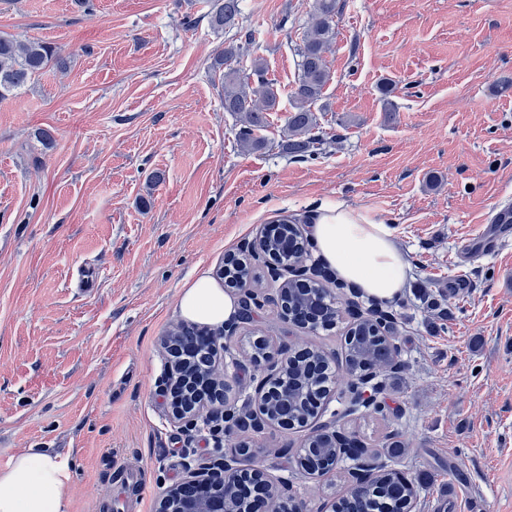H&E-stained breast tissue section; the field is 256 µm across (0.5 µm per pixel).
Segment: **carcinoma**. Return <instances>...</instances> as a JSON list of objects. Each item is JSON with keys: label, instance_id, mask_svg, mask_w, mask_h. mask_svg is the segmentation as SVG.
I'll return each instance as SVG.
<instances>
[{"label": "carcinoma", "instance_id": "1", "mask_svg": "<svg viewBox=\"0 0 512 512\" xmlns=\"http://www.w3.org/2000/svg\"><path fill=\"white\" fill-rule=\"evenodd\" d=\"M241 0H211L209 20L216 31L241 33L239 16ZM342 0H313L309 21L297 45V76L292 93V111L288 116L290 138L282 145L283 150L296 156L320 149L323 142L314 134L317 126L315 107L322 100L324 89L331 80L326 63V53L336 40V18L342 13ZM253 42L252 34L245 35L244 42L224 49L213 62V68L222 72L224 83V111L243 118L244 127L238 133L245 149H254L261 141L253 132L265 127L266 113L278 107V92L263 78V68L257 64L253 74H243L232 66L244 50ZM59 67L64 60L48 43L22 40L14 36L0 35V100H5L28 85L33 76L50 64ZM297 224L286 218L266 225L261 232V246L267 251H278L287 240L297 236ZM253 278L251 262L242 258L227 263L224 283L227 288H243ZM323 297L308 292L303 287L288 288L287 310L282 317L296 307L318 305ZM400 355V350L390 337L379 330L376 318L351 326L344 338V361L350 384L363 383L365 370L374 366H389ZM415 484L404 482L399 472L381 465L378 472L365 485L351 488L339 498L336 512H368L385 505L388 512H401L407 508V499L413 495Z\"/></svg>", "mask_w": 512, "mask_h": 512}]
</instances>
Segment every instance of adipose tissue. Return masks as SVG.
Masks as SVG:
<instances>
[{"label":"adipose tissue","instance_id":"ef3b65f1","mask_svg":"<svg viewBox=\"0 0 512 512\" xmlns=\"http://www.w3.org/2000/svg\"><path fill=\"white\" fill-rule=\"evenodd\" d=\"M310 235L339 278L365 296L391 301L405 284L406 263L391 229L340 202L325 203ZM181 316L218 325L235 318V300L208 275L187 282L178 298ZM70 471L48 453L28 449L0 468V512H68Z\"/></svg>","mask_w":512,"mask_h":512}]
</instances>
